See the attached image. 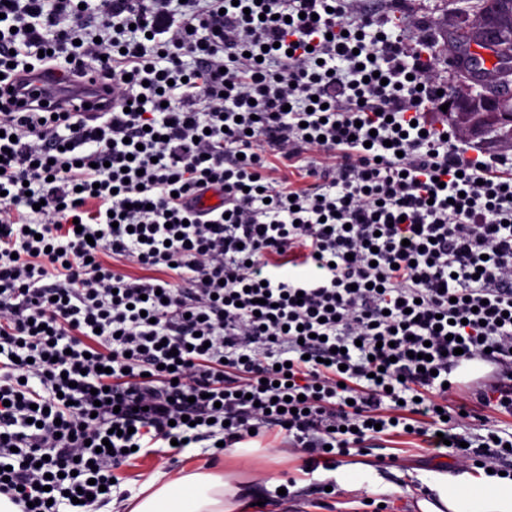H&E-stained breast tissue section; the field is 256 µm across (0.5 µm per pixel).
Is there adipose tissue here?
<instances>
[{
  "label": "adipose tissue",
  "instance_id": "adipose-tissue-1",
  "mask_svg": "<svg viewBox=\"0 0 512 512\" xmlns=\"http://www.w3.org/2000/svg\"><path fill=\"white\" fill-rule=\"evenodd\" d=\"M431 499L421 501L423 512H512V479L490 476L484 470L436 473L427 481ZM144 496H132L112 512H247L260 490L231 475L191 471L168 480L152 475Z\"/></svg>",
  "mask_w": 512,
  "mask_h": 512
}]
</instances>
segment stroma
Masks as SVG:
<instances>
[{"mask_svg": "<svg viewBox=\"0 0 512 512\" xmlns=\"http://www.w3.org/2000/svg\"><path fill=\"white\" fill-rule=\"evenodd\" d=\"M449 0H399L394 11L399 27L412 47L421 48L423 57L435 59V74L447 83L449 97H457L462 86L451 82L452 27L455 17ZM283 432H269L253 440L257 452L240 458L213 448H155L130 456L117 469L119 489L125 496L139 492L154 473L171 478L181 470L197 467L221 473H235L241 482L264 484L277 478L279 491L264 492V505L249 512H375L374 502L387 501V512H422L419 503L428 496L426 479L432 473H456L461 466L449 456L432 453L421 437L403 433L381 436L375 447L361 456L350 458V465L366 467L365 481L354 490L339 487L335 467L318 468L313 473L303 469L300 449H286ZM332 487L323 495V487Z\"/></svg>", "mask_w": 512, "mask_h": 512, "instance_id": "obj_1", "label": "stroma"}]
</instances>
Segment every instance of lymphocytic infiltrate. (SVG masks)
Listing matches in <instances>:
<instances>
[{"label":"lymphocytic infiltrate","mask_w":512,"mask_h":512,"mask_svg":"<svg viewBox=\"0 0 512 512\" xmlns=\"http://www.w3.org/2000/svg\"><path fill=\"white\" fill-rule=\"evenodd\" d=\"M389 19L0 0V493L21 512L108 502L126 449L161 440L281 428L315 470L411 419L466 465L475 406L512 412V176L431 121L448 98ZM27 70L108 103L53 108ZM271 150L327 164L275 185ZM475 359L498 371L471 404L453 371Z\"/></svg>","instance_id":"1"}]
</instances>
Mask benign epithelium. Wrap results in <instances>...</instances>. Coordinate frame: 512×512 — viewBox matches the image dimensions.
Masks as SVG:
<instances>
[{"label":"benign epithelium","instance_id":"benign-epithelium-1","mask_svg":"<svg viewBox=\"0 0 512 512\" xmlns=\"http://www.w3.org/2000/svg\"><path fill=\"white\" fill-rule=\"evenodd\" d=\"M494 23V16L481 15L475 21L456 24L454 34L457 60L453 79L460 84L473 82L481 87V91L454 99L448 107V118L468 137L479 140L482 145L485 144V128L472 120L474 113L490 112L493 122L512 121V108L499 94L500 86L512 82V54L501 46L486 42L485 32ZM479 44L490 47L492 56L498 60L499 66L492 73L482 71L477 59L471 55V50Z\"/></svg>","mask_w":512,"mask_h":512}]
</instances>
